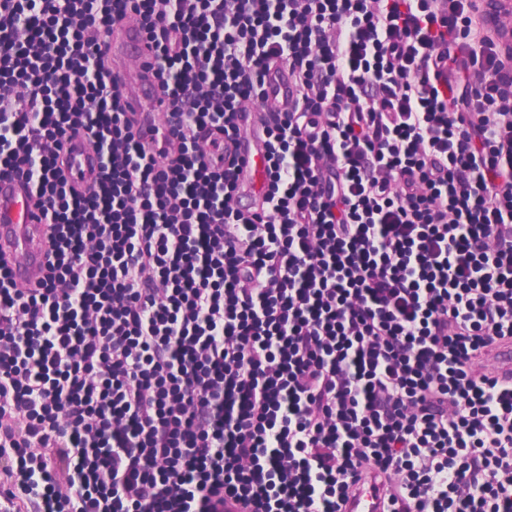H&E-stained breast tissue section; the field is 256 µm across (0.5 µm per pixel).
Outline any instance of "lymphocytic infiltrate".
I'll use <instances>...</instances> for the list:
<instances>
[{"label":"lymphocytic infiltrate","mask_w":512,"mask_h":512,"mask_svg":"<svg viewBox=\"0 0 512 512\" xmlns=\"http://www.w3.org/2000/svg\"><path fill=\"white\" fill-rule=\"evenodd\" d=\"M134 17L143 131L101 39ZM265 183L240 205L238 104ZM96 155L87 183L73 151ZM0 512H512V42L482 0H0ZM268 104L278 110L288 108V73L283 68L273 74ZM129 104L139 112L145 122L153 119L157 112L165 109V104L161 103V95L158 88L151 81L139 80L136 88L129 92ZM35 224L26 189L17 182H0V246L10 247L14 279L33 286L41 277L42 238ZM384 493L382 483L377 482L372 476L355 499L348 503L346 512H384L382 511Z\"/></svg>","instance_id":"obj_1"}]
</instances>
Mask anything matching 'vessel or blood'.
I'll list each match as a JSON object with an SVG mask.
<instances>
[{"instance_id":"obj_1","label":"vessel or blood","mask_w":512,"mask_h":512,"mask_svg":"<svg viewBox=\"0 0 512 512\" xmlns=\"http://www.w3.org/2000/svg\"><path fill=\"white\" fill-rule=\"evenodd\" d=\"M120 44L124 58L137 63L146 61L148 51L139 26L125 25L120 36ZM129 103L147 122L151 121L156 113L165 109L158 88L153 82L146 80L138 81L136 88L129 94ZM268 103L278 110L287 109V71L282 70L273 75ZM263 150L264 146L259 140L248 137L242 141L241 155L245 160L246 176L242 187L243 196H252L259 190L261 173L257 167V161ZM1 245L9 246L14 257L12 272L15 280L23 285H35L41 277L42 238L39 226L34 221L27 191L16 182H0ZM384 493L382 483L369 480L355 499L348 503L346 512H382Z\"/></svg>"}]
</instances>
